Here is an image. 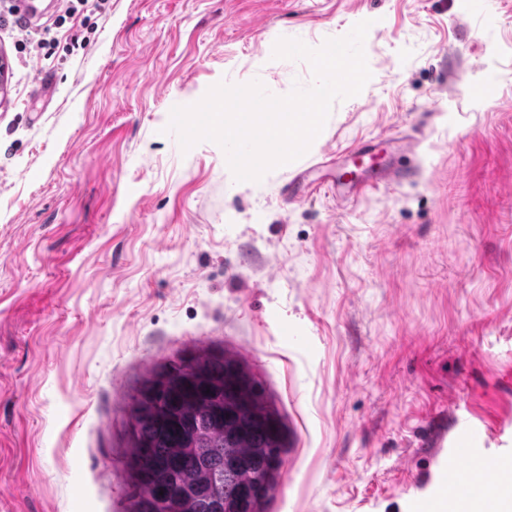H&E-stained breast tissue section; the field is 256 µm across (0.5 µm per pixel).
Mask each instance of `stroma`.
Listing matches in <instances>:
<instances>
[{"label": "stroma", "instance_id": "1", "mask_svg": "<svg viewBox=\"0 0 512 512\" xmlns=\"http://www.w3.org/2000/svg\"><path fill=\"white\" fill-rule=\"evenodd\" d=\"M33 3L50 59L0 21V512H126L130 388L200 344L288 430L267 512H427L444 452L512 460V0ZM364 20L371 78L300 159L238 182L167 132L222 81L309 87L275 42ZM386 137L404 184L286 196Z\"/></svg>", "mask_w": 512, "mask_h": 512}]
</instances>
